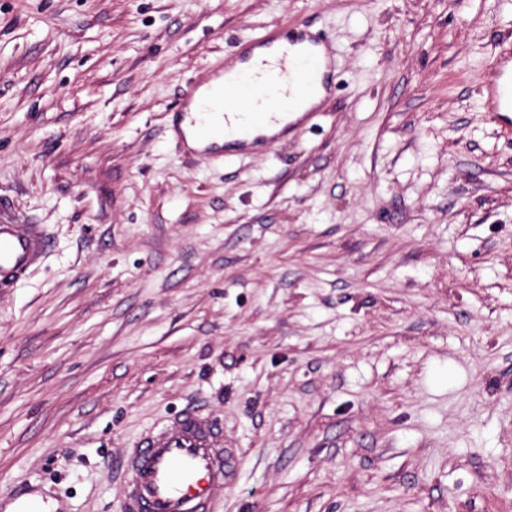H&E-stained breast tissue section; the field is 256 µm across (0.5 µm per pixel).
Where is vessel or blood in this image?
Here are the masks:
<instances>
[{
	"mask_svg": "<svg viewBox=\"0 0 512 512\" xmlns=\"http://www.w3.org/2000/svg\"><path fill=\"white\" fill-rule=\"evenodd\" d=\"M270 50L263 72L222 84L197 77L180 116L201 161L216 156L263 153L304 135L310 113L303 100L315 86L331 89L334 64L321 40L299 27L271 33L257 42ZM483 109L501 130L512 133V46L500 47L481 87ZM51 249L44 225L20 218L0 199V290L13 288ZM126 481L121 512H212L226 485L224 433L217 421L195 409L160 422L121 460ZM0 512H48L32 492L0 498Z\"/></svg>",
	"mask_w": 512,
	"mask_h": 512,
	"instance_id": "b4317fda",
	"label": "vessel or blood"
}]
</instances>
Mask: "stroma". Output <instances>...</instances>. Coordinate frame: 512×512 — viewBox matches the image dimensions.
Returning <instances> with one entry per match:
<instances>
[{
    "label": "stroma",
    "instance_id": "1",
    "mask_svg": "<svg viewBox=\"0 0 512 512\" xmlns=\"http://www.w3.org/2000/svg\"><path fill=\"white\" fill-rule=\"evenodd\" d=\"M301 24L336 47L313 131L190 158L194 77ZM505 38L512 0H0V197L52 243L0 291V497L120 512L195 406L213 512H512ZM484 112L505 133H512V121L507 113L512 112V46H501L487 66L486 77L481 87Z\"/></svg>",
    "mask_w": 512,
    "mask_h": 512
}]
</instances>
